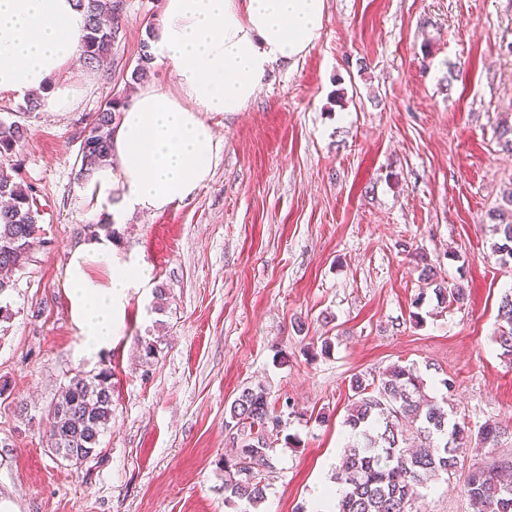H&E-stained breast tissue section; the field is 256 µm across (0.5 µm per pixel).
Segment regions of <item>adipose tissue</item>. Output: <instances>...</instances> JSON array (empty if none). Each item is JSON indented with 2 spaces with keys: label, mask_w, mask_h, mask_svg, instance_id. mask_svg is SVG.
Here are the masks:
<instances>
[{
  "label": "adipose tissue",
  "mask_w": 512,
  "mask_h": 512,
  "mask_svg": "<svg viewBox=\"0 0 512 512\" xmlns=\"http://www.w3.org/2000/svg\"><path fill=\"white\" fill-rule=\"evenodd\" d=\"M325 22L326 0H164L150 45L174 85L145 84L123 108L110 162L84 190L89 217L116 222L193 195L221 151L210 114L243 111L278 65L314 46ZM85 26L76 0H0V94H36L46 111L70 109L74 90L58 76L74 63ZM149 278L109 238L74 251L68 301L88 353L109 345L129 289Z\"/></svg>",
  "instance_id": "1"
}]
</instances>
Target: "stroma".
Returning a JSON list of instances; mask_svg holds the SVG:
<instances>
[{"label":"stroma","instance_id":"obj_1","mask_svg":"<svg viewBox=\"0 0 512 512\" xmlns=\"http://www.w3.org/2000/svg\"><path fill=\"white\" fill-rule=\"evenodd\" d=\"M162 4L124 0L109 64L66 72L69 110L0 96V120L27 130L16 157L42 230L0 325V512H241L224 499V416L257 385L285 421L259 512H311L349 441L351 377L397 364L416 366L471 431L506 426L493 454L463 453L415 505L472 512L468 468L512 458V361L493 340L512 269L488 257L487 218L512 188V153L494 135L512 118V0H327L313 48L245 111L211 114L223 149L210 179L117 225L151 281L129 290L111 345L90 354L65 274L88 237L75 158L100 106L133 96ZM421 255L466 288L464 306L428 294ZM145 339L157 343L148 365ZM105 367L112 420L98 456L50 455L60 386Z\"/></svg>","mask_w":512,"mask_h":512}]
</instances>
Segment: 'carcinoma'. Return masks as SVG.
Wrapping results in <instances>:
<instances>
[{"label": "carcinoma", "instance_id": "1", "mask_svg": "<svg viewBox=\"0 0 512 512\" xmlns=\"http://www.w3.org/2000/svg\"><path fill=\"white\" fill-rule=\"evenodd\" d=\"M87 19L80 56L93 70L107 63L120 32V0H76ZM153 61L148 41L140 46L132 78L143 75ZM125 102L110 100L85 131L77 158L79 174L88 179L109 162L112 137ZM24 137L18 124L0 121V160L15 155ZM0 298L14 288V275L32 262L31 245L40 234L33 190L12 164L0 163ZM506 206L491 214L498 240L491 256L501 265L512 262V191ZM419 277L432 285L440 303L462 304V285L449 286L437 278L422 258ZM494 341L512 358V291L499 305ZM351 404L345 423L352 440L335 471L343 495L336 512H413L419 489L442 474L457 470L463 451L494 450L501 434L496 423L472 435L447 400L429 396L426 383L412 366L395 365L380 375L355 374L350 379ZM232 448L224 454V495L257 507L268 489L265 473L273 468L274 433L283 428L282 415L271 407L261 386L246 387L225 411ZM51 435L48 452L62 459L76 449L97 448L99 436L112 420V371H78L60 388L48 410ZM465 491L480 512H512V463L506 459L468 470Z\"/></svg>", "mask_w": 512, "mask_h": 512}]
</instances>
